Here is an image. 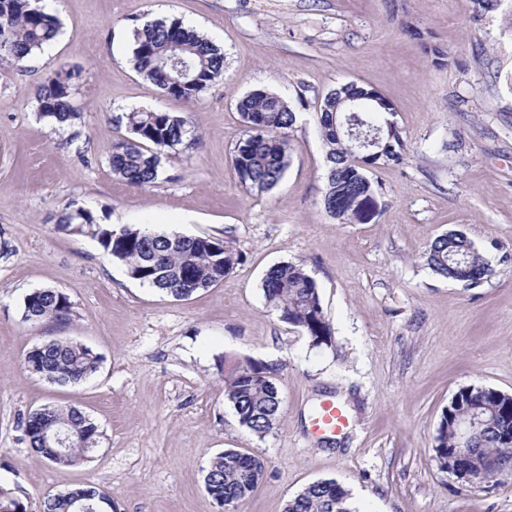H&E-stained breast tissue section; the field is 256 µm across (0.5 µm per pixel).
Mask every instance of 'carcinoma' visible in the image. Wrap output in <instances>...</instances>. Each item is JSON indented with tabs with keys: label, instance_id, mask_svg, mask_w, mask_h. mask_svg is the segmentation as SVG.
I'll return each mask as SVG.
<instances>
[{
	"label": "carcinoma",
	"instance_id": "obj_1",
	"mask_svg": "<svg viewBox=\"0 0 512 512\" xmlns=\"http://www.w3.org/2000/svg\"><path fill=\"white\" fill-rule=\"evenodd\" d=\"M60 31V20L46 0H0V63L21 66L42 51ZM132 58L136 70L170 97L193 102L224 79V51L203 33L182 21L157 20L134 29ZM79 72L61 68L48 75L37 95L40 118L62 129L79 118L74 103ZM377 92L354 82L327 92L318 117L328 163L321 205L342 223L362 217L363 202L374 195L370 169L403 160L405 145L397 124L387 118L391 105L374 103ZM243 131L232 152L233 166L242 184L260 192L274 189L289 165L290 133L297 112L281 94L256 90L236 103ZM128 136L114 145L112 171L130 186L142 188L158 180L161 156L183 144L187 118L161 110L124 115ZM65 230L95 238L104 252L125 267L128 277L182 300L224 280L240 254L228 242L212 236L158 233L148 228L118 230L98 222L93 212L76 204L65 208L60 220ZM425 259L431 271L468 288L480 286L491 274L483 254L461 230H450L429 242ZM267 308L306 335L314 347L332 343L333 328L324 312L315 279L301 263L272 266L261 284ZM72 304L53 288L36 289L24 298L22 319L37 324L65 321ZM101 358L73 341L51 340L35 346L26 367L46 380L77 384L99 369ZM280 368L247 359L224 373V399L239 424L258 437L266 436L279 416ZM480 410L486 427L468 445L472 465L495 463L512 470V455L503 438H512V395L482 385L459 389L443 412L434 437V461L451 471L448 449L459 447L452 417ZM31 448L56 466H72L89 459L100 438L98 425L77 408L45 405L22 421ZM69 436L58 445L51 437ZM260 458L227 448L214 455L204 477L205 489L219 508L246 501L264 472ZM95 486L73 488L50 495L33 507L16 492L0 489V512H98L109 509L112 497ZM284 512H358L351 493L334 479L308 484L288 500Z\"/></svg>",
	"mask_w": 512,
	"mask_h": 512
}]
</instances>
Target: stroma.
I'll use <instances>...</instances> for the list:
<instances>
[{
  "label": "stroma",
  "instance_id": "stroma-1",
  "mask_svg": "<svg viewBox=\"0 0 512 512\" xmlns=\"http://www.w3.org/2000/svg\"><path fill=\"white\" fill-rule=\"evenodd\" d=\"M61 30L24 67L0 66V487L31 503L93 485L118 512H218L204 486L210 456L233 448L265 462L239 512H284L306 485L333 479L360 512H512V472L471 482L439 470L434 436L462 387L512 394V0H50ZM177 18L223 46L224 80L198 101L163 95L132 61L133 30ZM447 54L437 62L430 45ZM68 64L81 116L52 130L35 92ZM348 82L394 109L406 154L381 165L370 216L339 223L322 208L321 98ZM268 88L299 119L290 165L268 192L243 185L230 152L236 101ZM187 116L183 144L154 186L112 172L124 113ZM113 228L148 227L229 241L241 261L223 282L176 300L131 280L96 239L65 233L69 204ZM458 229L492 274L467 288L423 254ZM303 263L333 327L332 344L269 311L261 281ZM63 291V322L22 323L26 294ZM101 358L76 385L28 372L52 339ZM250 358L282 367L279 417L265 437L224 400V368ZM334 402L348 425L312 430ZM76 407L98 425L88 461L52 465L20 426L34 410Z\"/></svg>",
  "mask_w": 512,
  "mask_h": 512
}]
</instances>
